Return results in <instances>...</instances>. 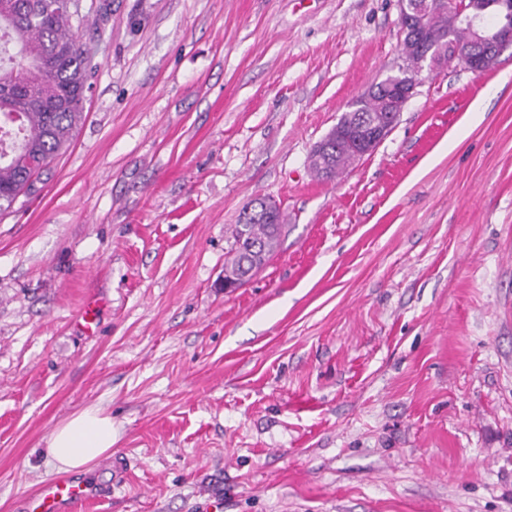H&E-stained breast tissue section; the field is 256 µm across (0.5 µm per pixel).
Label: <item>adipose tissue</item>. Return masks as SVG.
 Segmentation results:
<instances>
[{"label":"adipose tissue","mask_w":512,"mask_h":512,"mask_svg":"<svg viewBox=\"0 0 512 512\" xmlns=\"http://www.w3.org/2000/svg\"><path fill=\"white\" fill-rule=\"evenodd\" d=\"M112 452V417L97 408L58 424L47 440L46 454L62 473L85 472Z\"/></svg>","instance_id":"ef3b65f1"}]
</instances>
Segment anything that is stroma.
Returning <instances> with one entry per match:
<instances>
[{"instance_id":"1","label":"stroma","mask_w":512,"mask_h":512,"mask_svg":"<svg viewBox=\"0 0 512 512\" xmlns=\"http://www.w3.org/2000/svg\"><path fill=\"white\" fill-rule=\"evenodd\" d=\"M82 5L83 118L0 213V512L89 407L88 512H512V46L422 73L323 181L314 147L405 65L398 0ZM256 197L280 244L228 293ZM46 455L61 473L88 472L112 453V417L89 408L58 424L47 440Z\"/></svg>"}]
</instances>
